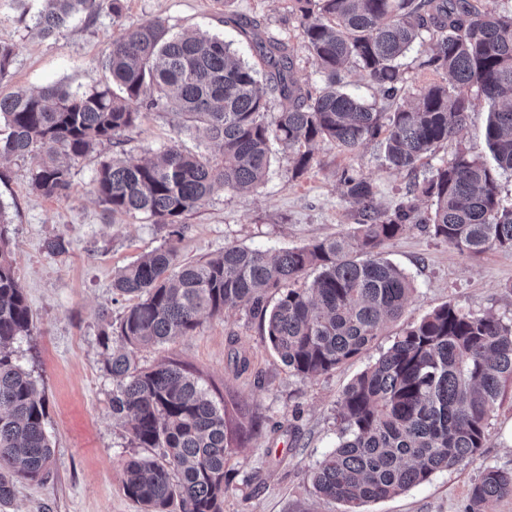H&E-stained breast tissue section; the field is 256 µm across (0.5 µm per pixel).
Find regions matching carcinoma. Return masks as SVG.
I'll list each match as a JSON object with an SVG mask.
<instances>
[{
  "label": "carcinoma",
  "mask_w": 512,
  "mask_h": 512,
  "mask_svg": "<svg viewBox=\"0 0 512 512\" xmlns=\"http://www.w3.org/2000/svg\"><path fill=\"white\" fill-rule=\"evenodd\" d=\"M303 42L322 73L312 91L281 40L259 43L265 66L241 59L231 43L201 30L173 31L160 17L113 38L102 67L109 81L86 89L52 85L38 93L0 95V158L29 157L33 190L63 197L71 168L121 133L142 113L170 109L174 125L195 131L200 149L177 145L154 161L123 155L101 163L94 179L112 215L144 216L167 228V240L120 269L112 288L136 299L113 335L121 347L106 367L112 417L129 425L137 448L154 457L123 465L124 493L142 512H224L228 448L242 442L224 402L202 378L171 360L138 366L134 350L154 348L197 330L205 315L246 304L283 363L317 376L368 351L383 325L398 320L414 291L404 270L382 257L386 242L411 224L462 253L512 251V15L472 0H293ZM108 10L122 0H43L35 16L45 38L77 14ZM433 39L421 66L448 77L415 97L400 60L424 34ZM14 50L0 42V84L11 77ZM359 69L383 92L377 109L344 90L343 72ZM479 96H472V89ZM288 101L267 120L268 94ZM488 114L487 154L458 152L412 192L431 201L418 218L411 205L391 215L376 187L343 171L344 197L358 206L353 232L271 256L228 245L204 261L184 263V216L215 193L264 183L273 145L292 159L293 175L312 163V146L333 143L353 154L383 136L389 167L411 169L459 136L470 114ZM216 146L219 154L209 153ZM318 271L307 284L304 275ZM31 332V316L0 229V503L12 500L18 477L36 479L51 459L46 399L12 345ZM512 382V317L442 305L407 326L344 390L341 441L310 474L315 492L352 506L385 499L473 459L489 420ZM512 496V471L485 468L471 490L469 512Z\"/></svg>",
  "instance_id": "carcinoma-1"
}]
</instances>
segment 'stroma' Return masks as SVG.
Segmentation results:
<instances>
[{"mask_svg": "<svg viewBox=\"0 0 512 512\" xmlns=\"http://www.w3.org/2000/svg\"><path fill=\"white\" fill-rule=\"evenodd\" d=\"M41 0L19 9L0 0V42L11 44L12 76L0 94L38 92L63 83L85 89L104 74L100 60L120 27L161 17L175 30L200 29L223 36L249 62L254 47L224 24L232 14L257 25L262 37L288 43L298 76L312 86L322 77L308 54L292 0H125L121 20L109 12L76 19L57 38L34 27ZM485 112L471 113L466 130L441 143L415 170H393L378 141L356 154L317 143L310 168L293 175L287 153L276 151L266 181L242 193L218 192L185 216L181 261L195 262L233 244L276 251L349 232L357 207L343 196L340 176L356 169L371 180L385 211L405 200L412 184L451 160L461 148L485 151ZM195 149L166 112L142 114L121 144L100 146L76 162L64 197H48L29 183L30 159H0V204L15 275L32 319L30 335L13 344L19 364L36 379L47 404L52 456L40 479H18L14 498L0 512H141L122 490V466L138 453L126 426L112 416V377L106 369L104 335L130 304L112 288L114 274L141 254L159 248L166 232L146 219L115 216L94 194L93 177L112 153L150 159L167 147ZM63 238L65 252L48 253L47 239ZM409 273L416 290L397 321L387 324L373 347L318 376L289 369L268 345L258 319L241 305L206 316L192 334L136 351L139 366L177 360L199 372L223 394L233 421L244 422L242 445L227 454L224 512H345V504L317 496L310 473L338 442L337 407L347 385L386 350L410 323L450 304L473 312L512 316V252L478 255L412 225L383 248ZM486 467L512 470V387L489 420L475 460L432 476L391 498L366 503L364 512H468L471 489Z\"/></svg>", "mask_w": 512, "mask_h": 512, "instance_id": "35a3bbf8", "label": "stroma"}]
</instances>
